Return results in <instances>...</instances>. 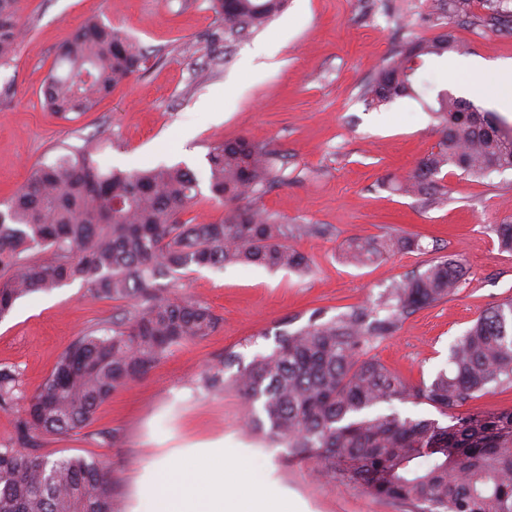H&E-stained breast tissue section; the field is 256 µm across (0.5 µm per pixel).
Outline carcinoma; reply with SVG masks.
<instances>
[{"label":"carcinoma","mask_w":512,"mask_h":512,"mask_svg":"<svg viewBox=\"0 0 512 512\" xmlns=\"http://www.w3.org/2000/svg\"><path fill=\"white\" fill-rule=\"evenodd\" d=\"M285 0H214L224 40L262 29ZM21 0H0V63L21 32ZM458 45L448 35L395 45L363 90L368 106L420 97L418 74ZM146 60L142 49L98 18L86 19L62 46L44 88L61 118L91 111ZM429 109L439 121L437 150L399 189L444 195L438 175L452 166L471 177L512 169V130L496 115L452 93ZM213 198L231 205L213 222L183 221L199 181L186 166L105 170L85 148L39 166L0 210V319L29 294L76 280L98 299L133 301L132 310L82 333L31 395L18 374L0 367V409H16V443L0 445V512H112L105 464L83 456L50 460L23 447L41 435L65 436L90 425L117 388L143 378L173 347L212 334L219 319L205 304L163 294L157 280L195 267L243 264L303 271L306 256L288 239L313 234L284 224L259 205L284 182L282 156L268 145L229 139L207 155ZM410 236L355 238L344 254L360 266L420 249ZM462 264L442 258L394 284L368 306L330 320L310 318L278 336L275 348L245 363L236 352L207 369L203 387L231 386L244 403V425L312 461L334 484L406 505L409 512H512V407L465 410L471 399L512 389V302L484 310L450 351V368L414 384L370 355L418 309L454 293ZM237 372L224 378V368ZM427 404L440 418L401 417L382 405Z\"/></svg>","instance_id":"cac0c4a2"}]
</instances>
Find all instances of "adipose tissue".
Masks as SVG:
<instances>
[{"instance_id": "1", "label": "adipose tissue", "mask_w": 512, "mask_h": 512, "mask_svg": "<svg viewBox=\"0 0 512 512\" xmlns=\"http://www.w3.org/2000/svg\"><path fill=\"white\" fill-rule=\"evenodd\" d=\"M223 438L155 449L132 482L126 512H299L275 481L252 473Z\"/></svg>"}]
</instances>
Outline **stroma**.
Returning <instances> with one entry per match:
<instances>
[{"mask_svg":"<svg viewBox=\"0 0 512 512\" xmlns=\"http://www.w3.org/2000/svg\"><path fill=\"white\" fill-rule=\"evenodd\" d=\"M510 13L512 0H474L465 18L445 0H286L266 27L227 46L211 39L223 24L209 0H23L26 32L0 65V200L40 164L90 144L94 161L109 169L186 164L201 188L185 216L214 221L226 208L207 186V154L244 137L269 145L285 163L287 183L265 194L262 206L285 223L317 229L290 240L309 260L303 272L228 265L161 280L163 291L207 304L218 328L172 348L145 377L114 391L88 427L43 437L37 453L108 465L114 512H125L133 474L152 449L219 436L225 447L250 452L257 473L278 480L301 512H407L327 482L311 464L290 462L285 449L245 434L240 397L230 388L205 390L201 379L226 352L250 361L311 315L328 320L365 305L446 256L463 264L458 291L418 310L372 350L392 371L428 383L447 370L451 345L477 315L512 299V252L500 249L495 233L512 224L511 169L482 179L447 175V193L433 205L393 189L440 139L426 107L438 92L512 126V107L496 103L491 81L469 66L512 60V24L503 20ZM93 15L138 42L147 63L91 112L64 120L43 106L45 81L61 46ZM445 31L457 34L461 49L430 60L420 98L364 104L361 91L393 45ZM273 38L282 44L276 66L248 68ZM206 98L210 109H200ZM394 231L418 235L421 250L363 267L343 262L350 238ZM130 308L127 300L93 297L78 281L21 298L0 320V366L15 367L25 392L34 393L70 341ZM102 429L112 430L111 445L101 444Z\"/></svg>","mask_w":512,"mask_h":512,"instance_id":"stroma-1","label":"stroma"}]
</instances>
